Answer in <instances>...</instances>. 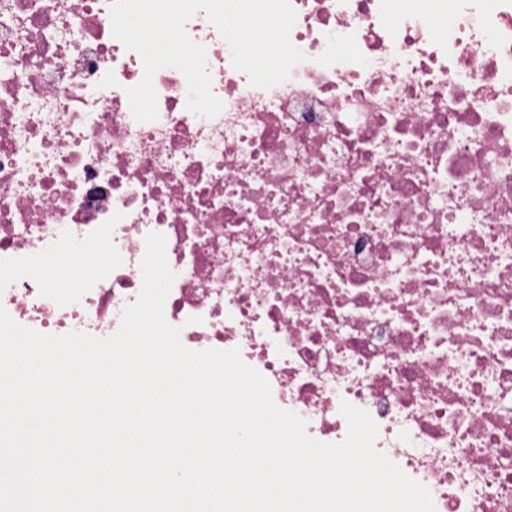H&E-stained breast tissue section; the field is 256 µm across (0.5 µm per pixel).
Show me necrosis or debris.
<instances>
[{
	"mask_svg": "<svg viewBox=\"0 0 512 512\" xmlns=\"http://www.w3.org/2000/svg\"><path fill=\"white\" fill-rule=\"evenodd\" d=\"M111 0H0V306L113 334L167 238L165 318L239 349L308 434L341 401L436 512H512V0H291L264 90L205 12L213 118L177 69L136 121Z\"/></svg>",
	"mask_w": 512,
	"mask_h": 512,
	"instance_id": "obj_1",
	"label": "necrosis or debris"
}]
</instances>
